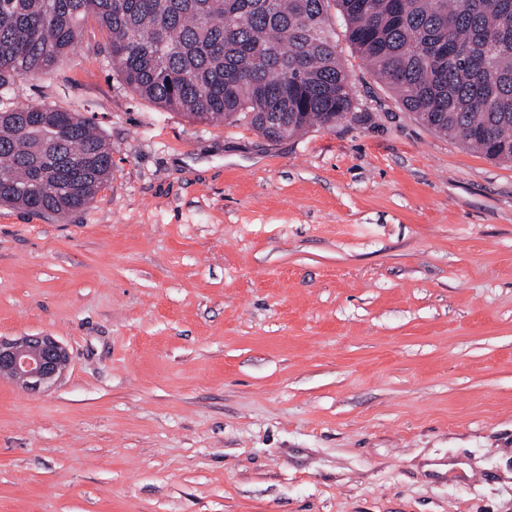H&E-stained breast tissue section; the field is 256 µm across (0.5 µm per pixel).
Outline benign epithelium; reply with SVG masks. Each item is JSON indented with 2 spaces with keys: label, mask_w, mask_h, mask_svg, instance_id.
<instances>
[{
  "label": "benign epithelium",
  "mask_w": 512,
  "mask_h": 512,
  "mask_svg": "<svg viewBox=\"0 0 512 512\" xmlns=\"http://www.w3.org/2000/svg\"><path fill=\"white\" fill-rule=\"evenodd\" d=\"M69 364V352L52 336H0V379L7 378L25 390L36 392L56 384Z\"/></svg>",
  "instance_id": "obj_1"
}]
</instances>
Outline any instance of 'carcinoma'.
<instances>
[{"instance_id":"carcinoma-1","label":"carcinoma","mask_w":512,"mask_h":512,"mask_svg":"<svg viewBox=\"0 0 512 512\" xmlns=\"http://www.w3.org/2000/svg\"><path fill=\"white\" fill-rule=\"evenodd\" d=\"M333 6L406 109L512 162V0H0V204L66 216L110 176L112 145L84 117L1 102L57 69L86 18L141 98L283 140L355 118Z\"/></svg>"}]
</instances>
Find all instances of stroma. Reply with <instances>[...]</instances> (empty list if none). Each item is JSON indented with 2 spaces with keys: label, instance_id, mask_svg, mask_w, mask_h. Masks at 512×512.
<instances>
[{
  "label": "stroma",
  "instance_id": "obj_1",
  "mask_svg": "<svg viewBox=\"0 0 512 512\" xmlns=\"http://www.w3.org/2000/svg\"><path fill=\"white\" fill-rule=\"evenodd\" d=\"M356 117L273 142L159 107L88 20L10 103L112 145L65 217L0 205V512H512V163L407 110L331 9ZM69 364V352L53 336H0V379L7 378L25 390L36 392L56 384Z\"/></svg>",
  "mask_w": 512,
  "mask_h": 512
}]
</instances>
